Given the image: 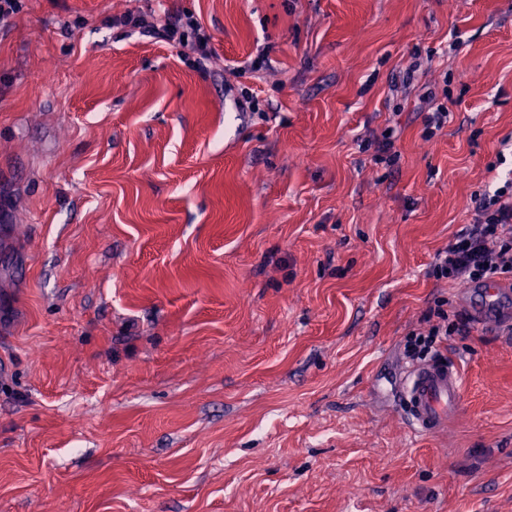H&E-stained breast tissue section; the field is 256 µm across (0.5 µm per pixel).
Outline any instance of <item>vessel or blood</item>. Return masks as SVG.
<instances>
[{"mask_svg": "<svg viewBox=\"0 0 512 512\" xmlns=\"http://www.w3.org/2000/svg\"><path fill=\"white\" fill-rule=\"evenodd\" d=\"M512 285L487 281L468 306L473 319L496 324L512 320V311L502 301ZM400 392L406 401L408 429L414 434L436 435L448 425L461 407V383L456 367L447 361H428L408 367L401 379Z\"/></svg>", "mask_w": 512, "mask_h": 512, "instance_id": "obj_1", "label": "vessel or blood"}]
</instances>
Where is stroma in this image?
<instances>
[{"label":"stroma","mask_w":512,"mask_h":512,"mask_svg":"<svg viewBox=\"0 0 512 512\" xmlns=\"http://www.w3.org/2000/svg\"><path fill=\"white\" fill-rule=\"evenodd\" d=\"M128 11L194 17L207 71ZM511 174L512 0H24L0 512H512V338L442 345L440 434L398 394L409 333L466 309L436 253Z\"/></svg>","instance_id":"stroma-1"}]
</instances>
